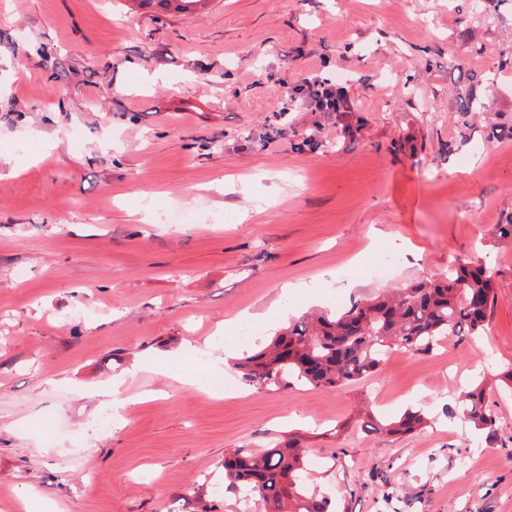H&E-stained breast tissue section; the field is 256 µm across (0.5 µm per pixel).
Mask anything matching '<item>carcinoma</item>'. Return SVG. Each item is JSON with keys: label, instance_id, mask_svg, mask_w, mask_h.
Instances as JSON below:
<instances>
[{"label": "carcinoma", "instance_id": "1", "mask_svg": "<svg viewBox=\"0 0 512 512\" xmlns=\"http://www.w3.org/2000/svg\"><path fill=\"white\" fill-rule=\"evenodd\" d=\"M201 0H138L158 3L191 17ZM494 299L491 276L480 261L457 263L440 281L422 279L376 298L353 303L345 312L306 313L288 319L268 344L238 359L234 369L249 386L286 387L290 380L335 389L376 373L393 350L426 354L446 337L486 333ZM449 414L486 432L494 442L496 417L482 384L463 392ZM420 411L387 422L372 415L361 426L369 433L406 434L423 427ZM299 439L271 443L261 451L237 450L224 458V482L245 489L264 512H328V505L307 493Z\"/></svg>", "mask_w": 512, "mask_h": 512}]
</instances>
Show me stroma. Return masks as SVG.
Wrapping results in <instances>:
<instances>
[{
	"label": "stroma",
	"mask_w": 512,
	"mask_h": 512,
	"mask_svg": "<svg viewBox=\"0 0 512 512\" xmlns=\"http://www.w3.org/2000/svg\"><path fill=\"white\" fill-rule=\"evenodd\" d=\"M317 73L350 111H282ZM511 217L512 0H0V512H198L225 456L290 435L332 512H512ZM467 257L483 336L333 390L233 367L243 327ZM118 377L131 405L88 436ZM474 378L493 445L445 413ZM409 408L428 427L361 428Z\"/></svg>",
	"instance_id": "obj_1"
}]
</instances>
